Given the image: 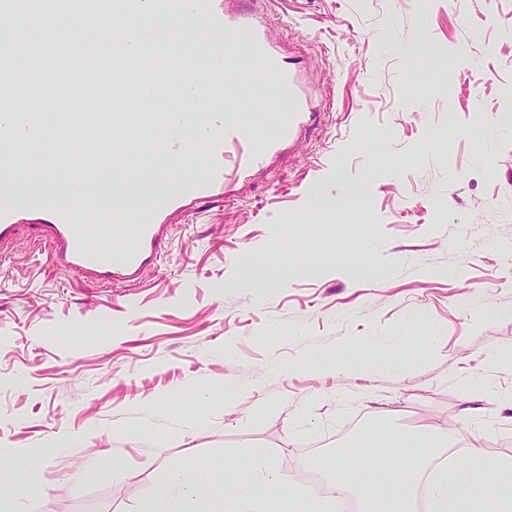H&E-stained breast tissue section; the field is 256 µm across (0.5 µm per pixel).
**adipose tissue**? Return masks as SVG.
Masks as SVG:
<instances>
[{
  "instance_id": "ef3b65f1",
  "label": "adipose tissue",
  "mask_w": 512,
  "mask_h": 512,
  "mask_svg": "<svg viewBox=\"0 0 512 512\" xmlns=\"http://www.w3.org/2000/svg\"><path fill=\"white\" fill-rule=\"evenodd\" d=\"M446 435L445 430L430 427L424 430H408L390 435L389 440L399 446L414 449V456L391 465V477L385 483L358 482L352 469L360 459L357 448L344 449L331 479L343 493L362 489L365 512H414L415 492L423 469L436 453ZM470 467L460 472H440L430 495L435 512H512V499H495L486 502L483 492L488 483L508 485L512 483V461L490 464L484 459V450L472 447ZM224 476V512H267L268 491L272 486L283 484V477L266 466L262 455H255L250 473L242 474L227 469ZM201 493L195 472L176 470L168 484L147 504L144 512H177V505L195 502Z\"/></svg>"
}]
</instances>
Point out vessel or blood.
Here are the masks:
<instances>
[{"label": "vessel or blood", "mask_w": 512, "mask_h": 512, "mask_svg": "<svg viewBox=\"0 0 512 512\" xmlns=\"http://www.w3.org/2000/svg\"><path fill=\"white\" fill-rule=\"evenodd\" d=\"M40 2L41 9L32 13L22 0H0V16L9 20L0 27V103H13L32 79L43 95L66 92L71 106L60 115L64 125L89 118L120 129L138 124L150 142L174 122L186 134L201 135L173 177L144 164L130 165L112 157L110 149L84 145L77 163L82 197L78 205L69 206L63 202L69 179L38 166L24 154L19 138L0 132V241L10 238L19 222L38 223L47 233L52 264L60 270L96 283L138 280L161 253L173 213L229 195L242 176L262 168L314 116L295 70L285 65L269 39L266 19L252 10L227 11L224 0H152V12L159 18L187 11L195 29L188 42L206 46L205 55L187 52L182 57L197 92L187 111L172 114L162 102L142 94L144 86L168 80L158 65L163 48L157 41L145 43L137 58L117 53L111 63L97 62L99 91L91 101L83 87L65 83L63 63L79 59L86 45L110 47V32L100 23L83 22L59 37L45 21L57 0ZM220 57L236 63L247 57L254 66L237 71L228 82L223 65L216 63ZM270 73L290 108L284 125L273 124L271 104L264 98ZM32 170L51 184L50 192L37 197L24 193L25 174ZM143 177L157 185V195L130 200L125 185Z\"/></svg>", "instance_id": "1"}]
</instances>
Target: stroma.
I'll list each match as a JSON object with an SVG mask.
<instances>
[{
  "label": "stroma",
  "instance_id": "obj_1",
  "mask_svg": "<svg viewBox=\"0 0 512 512\" xmlns=\"http://www.w3.org/2000/svg\"><path fill=\"white\" fill-rule=\"evenodd\" d=\"M242 5L320 111L294 145L175 215L132 286L56 271L39 229L0 245V464L43 487L14 512H142L181 468L206 512L255 448L307 491L378 418L512 459V0Z\"/></svg>",
  "mask_w": 512,
  "mask_h": 512
}]
</instances>
